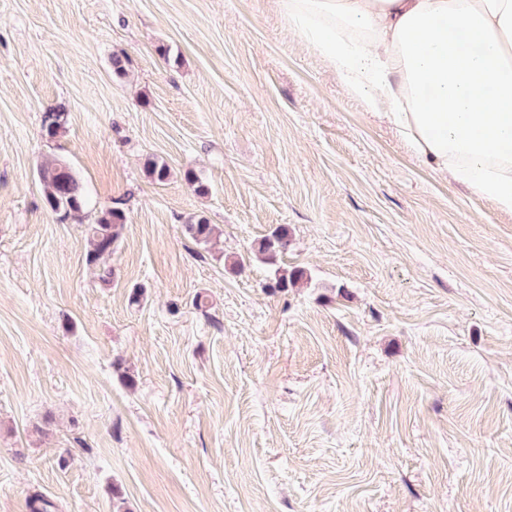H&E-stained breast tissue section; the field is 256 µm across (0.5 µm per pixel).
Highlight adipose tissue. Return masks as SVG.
Instances as JSON below:
<instances>
[{
  "label": "adipose tissue",
  "instance_id": "1",
  "mask_svg": "<svg viewBox=\"0 0 512 512\" xmlns=\"http://www.w3.org/2000/svg\"><path fill=\"white\" fill-rule=\"evenodd\" d=\"M413 154L512 214V0H277Z\"/></svg>",
  "mask_w": 512,
  "mask_h": 512
}]
</instances>
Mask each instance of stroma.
I'll list each match as a JSON object with an SVG mask.
<instances>
[{"mask_svg": "<svg viewBox=\"0 0 512 512\" xmlns=\"http://www.w3.org/2000/svg\"><path fill=\"white\" fill-rule=\"evenodd\" d=\"M48 157L82 219L46 208ZM108 207L128 223L105 283L84 227ZM281 224L273 266L254 245ZM278 266L307 277L271 291ZM37 493L512 512V214L369 115L275 0H0V512ZM67 114L61 106L49 108L41 116L43 135L49 139L55 138L66 124ZM47 208L63 219L79 217L90 200L72 169L59 160L44 164L39 170ZM185 226L187 235L198 245L209 246L220 236L221 230L217 224H210L208 218L202 215L191 216Z\"/></svg>", "mask_w": 512, "mask_h": 512, "instance_id": "35a3bbf8", "label": "stroma"}]
</instances>
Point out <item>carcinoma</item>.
Segmentation results:
<instances>
[{
	"label": "carcinoma",
	"mask_w": 512,
	"mask_h": 512,
	"mask_svg": "<svg viewBox=\"0 0 512 512\" xmlns=\"http://www.w3.org/2000/svg\"><path fill=\"white\" fill-rule=\"evenodd\" d=\"M67 114L60 106L50 108L41 116L43 135L55 138L66 124ZM39 180L43 187L47 208L62 218H76L88 208L90 200L85 189L72 169L59 160L44 164L39 170ZM127 224L125 211L111 207L99 211L95 223L86 227L89 250L87 260L97 262L101 257L112 253L114 245L122 237ZM187 235L198 245L209 246L220 236L221 230L202 215L191 216L185 224ZM289 232L285 225L277 226L268 236L262 238L256 252L265 260H272L288 251ZM305 277L301 269L290 272H275L274 281L269 287L286 290Z\"/></svg>",
	"instance_id": "cac0c4a2"
}]
</instances>
